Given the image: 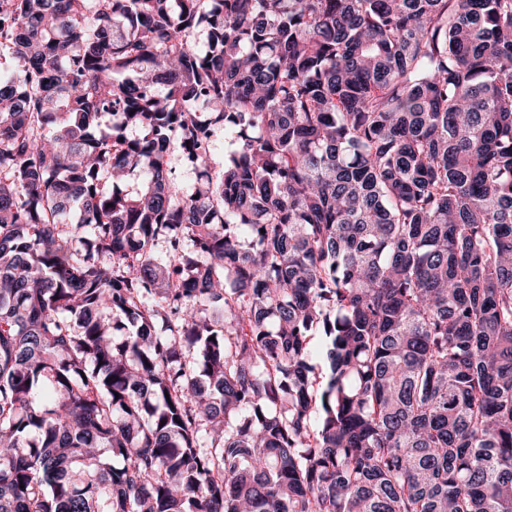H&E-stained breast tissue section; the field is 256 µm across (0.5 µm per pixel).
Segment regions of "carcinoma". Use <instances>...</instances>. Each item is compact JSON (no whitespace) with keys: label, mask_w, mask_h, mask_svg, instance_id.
<instances>
[{"label":"carcinoma","mask_w":512,"mask_h":512,"mask_svg":"<svg viewBox=\"0 0 512 512\" xmlns=\"http://www.w3.org/2000/svg\"><path fill=\"white\" fill-rule=\"evenodd\" d=\"M4 52L0 512H512V0H0Z\"/></svg>","instance_id":"carcinoma-1"}]
</instances>
